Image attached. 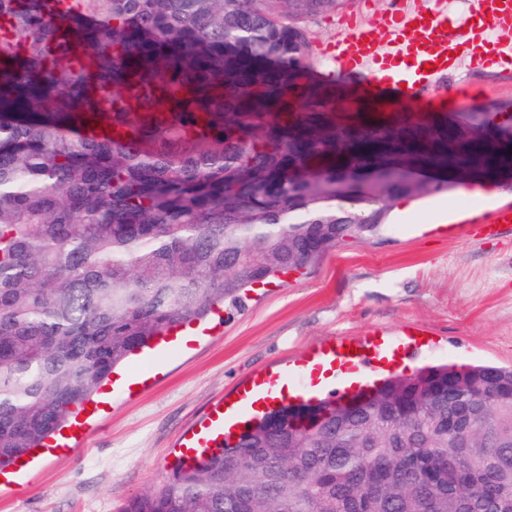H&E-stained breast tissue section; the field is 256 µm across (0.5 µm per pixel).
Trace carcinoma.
<instances>
[{
    "label": "carcinoma",
    "instance_id": "1",
    "mask_svg": "<svg viewBox=\"0 0 512 512\" xmlns=\"http://www.w3.org/2000/svg\"><path fill=\"white\" fill-rule=\"evenodd\" d=\"M348 0H0V466L172 325L498 179L512 125L312 76ZM281 404L122 512H512V368Z\"/></svg>",
    "mask_w": 512,
    "mask_h": 512
}]
</instances>
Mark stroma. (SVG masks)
Returning a JSON list of instances; mask_svg holds the SVG:
<instances>
[{"instance_id":"35a3bbf8","label":"stroma","mask_w":512,"mask_h":512,"mask_svg":"<svg viewBox=\"0 0 512 512\" xmlns=\"http://www.w3.org/2000/svg\"><path fill=\"white\" fill-rule=\"evenodd\" d=\"M391 0H350L344 15L380 25ZM341 15V16H344ZM341 16L309 22L314 45L333 40ZM461 110L473 101L512 103V75L477 70L429 91ZM512 192L452 191L392 210L378 236L331 249L304 274L226 301L222 331L171 351L148 380L114 394L91 441L0 489V512H121L179 462L182 438L262 371L301 361L319 343L372 329H422L402 371L425 364L512 366V230L478 233Z\"/></svg>"}]
</instances>
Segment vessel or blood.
Returning a JSON list of instances; mask_svg holds the SVG:
<instances>
[{
	"label": "vessel or blood",
	"instance_id": "1",
	"mask_svg": "<svg viewBox=\"0 0 512 512\" xmlns=\"http://www.w3.org/2000/svg\"><path fill=\"white\" fill-rule=\"evenodd\" d=\"M385 33V38H378L361 22L344 18L336 39L322 45L320 53L346 73L366 75L367 96L410 103L446 75L464 68H491L512 54L507 42L512 35V0H473L463 13L437 7L413 11L404 0H396ZM189 332V327L177 326L157 337L147 362L165 356L176 348L177 337ZM406 352V347L379 335L324 342L305 366L257 375L238 392L233 406L215 403L208 422L182 440L181 455L186 462H194L221 446L225 433L240 434L260 406L275 402L278 393L309 400L333 386L345 396L373 376L395 368ZM103 408L100 402L85 406L74 415L66 434L48 447L33 449L0 467V486L13 484L15 477L32 472L48 457L73 453L89 433L90 418Z\"/></svg>",
	"mask_w": 512,
	"mask_h": 512
}]
</instances>
